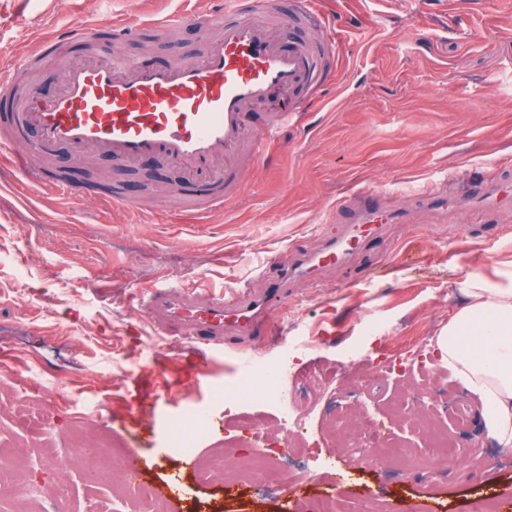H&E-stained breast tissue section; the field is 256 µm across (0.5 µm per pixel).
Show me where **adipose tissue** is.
Here are the masks:
<instances>
[{"instance_id": "adipose-tissue-1", "label": "adipose tissue", "mask_w": 512, "mask_h": 512, "mask_svg": "<svg viewBox=\"0 0 512 512\" xmlns=\"http://www.w3.org/2000/svg\"><path fill=\"white\" fill-rule=\"evenodd\" d=\"M468 303L437 340L441 360L482 401V421L502 450L512 452V265L490 280L464 284Z\"/></svg>"}]
</instances>
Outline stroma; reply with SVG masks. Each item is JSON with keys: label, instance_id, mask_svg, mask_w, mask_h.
<instances>
[{"label": "stroma", "instance_id": "35a3bbf8", "mask_svg": "<svg viewBox=\"0 0 512 512\" xmlns=\"http://www.w3.org/2000/svg\"><path fill=\"white\" fill-rule=\"evenodd\" d=\"M339 37L328 68L336 73L304 122L285 128L287 151L257 166L244 189L204 222L184 223L167 188L178 172L145 160L133 168L92 151L107 177L89 180L72 147L53 148L54 169L67 170L70 196L49 197L20 172L0 168V349L18 361L0 367V444L16 445V481H34L40 512H87L97 501L127 512L111 476L88 479L90 456L74 454L73 429L118 436L122 457L151 459L148 481L178 484L172 512H297L322 494L352 512L368 495L386 512H477L494 498L512 512V452L498 446L480 422L481 403L446 362L443 384L455 394L444 425L456 440V465L430 475L421 437L406 422L398 434L413 444L416 466L395 475L372 459L373 449L327 448L325 423L337 403L356 400L362 415L383 418L417 379L414 349L447 328L463 301L461 284L493 275L512 261V202L485 215L412 209L424 189L493 176L512 187V9L498 0H329ZM181 0H0V53L19 58L47 34L100 22L139 21L138 37L122 55L142 64L191 62L198 30L184 26L152 51L149 22L182 9ZM384 193L403 212L384 235L356 254L348 270L320 272L298 283L279 313L275 339L233 336L217 355L211 385L193 374L157 369L160 355L185 346L166 327L135 310L138 286L170 278L200 289L203 298L238 282L262 292L277 269L259 276L270 255L290 262L319 248L346 214L337 200L364 187ZM136 201L138 215L107 203L114 190ZM403 358L394 372L376 370V348ZM252 366L287 360L290 372L328 368L331 385L310 409L311 453L290 457L305 478L286 498L267 497L264 481L239 491L231 482L199 481L182 456L164 450L169 428L184 408L224 412V397L248 378L235 353ZM158 385L163 418L143 416L128 373ZM45 399L54 431L43 454L22 417L23 405Z\"/></svg>", "mask_w": 512, "mask_h": 512}]
</instances>
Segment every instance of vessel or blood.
Listing matches in <instances>:
<instances>
[{"instance_id": "vessel-or-blood-1", "label": "vessel or blood", "mask_w": 512, "mask_h": 512, "mask_svg": "<svg viewBox=\"0 0 512 512\" xmlns=\"http://www.w3.org/2000/svg\"><path fill=\"white\" fill-rule=\"evenodd\" d=\"M325 0H298L295 11H281L276 0H219L217 10H187L153 21L158 33L188 23L202 26L203 49L197 62L159 66L113 59H64L60 89L51 98L28 94L19 123L0 152L12 150V164L29 169L30 158L46 147H101L121 165L146 157L163 158L179 170L182 181L172 187L187 221L197 222L227 196L239 193L245 181L241 150L250 147L254 162L269 161L279 145L283 127L311 110L302 90L322 87L326 67L315 63V50L306 43L285 48L299 17L321 31L327 53H335L336 27ZM224 16L217 35L209 29L215 16ZM277 102L273 119L251 128L249 112ZM36 129L37 142H28L27 129ZM24 153H15V146ZM31 178L52 193L69 192V185L45 169H29ZM512 198V190L487 178L461 192L431 189L418 195L423 207L445 212L466 205L492 210ZM348 219L341 232L327 237L320 249L281 266L277 278L262 293L247 286L223 297L203 299L197 290L168 280L145 287L136 297L137 309L172 327L189 347L198 375H205L214 347L223 345L233 329L276 335L273 318L288 298L291 284L326 267L344 268L351 257L379 237L399 214L385 206L381 190L366 188L341 204Z\"/></svg>"}]
</instances>
